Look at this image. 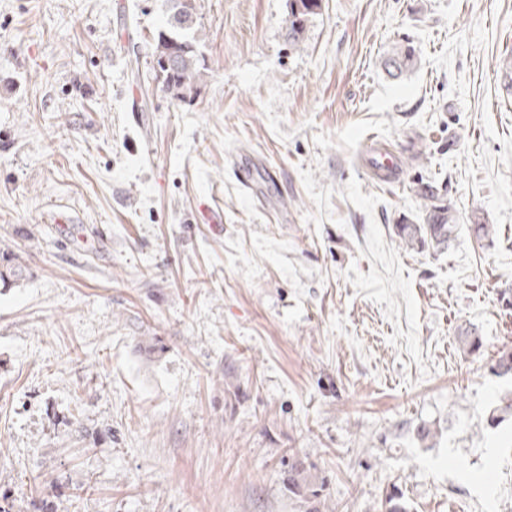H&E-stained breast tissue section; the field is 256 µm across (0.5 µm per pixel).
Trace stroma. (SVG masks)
<instances>
[{
	"label": "stroma",
	"instance_id": "stroma-1",
	"mask_svg": "<svg viewBox=\"0 0 512 512\" xmlns=\"http://www.w3.org/2000/svg\"><path fill=\"white\" fill-rule=\"evenodd\" d=\"M0 0V499L13 512H512V0ZM418 64L388 75L394 44ZM399 179L364 167L370 142ZM257 164L261 196L232 164ZM455 229L407 250L412 189ZM490 225L483 238L476 225ZM481 336L463 352L462 329ZM432 431L421 439V427ZM166 30L155 40L157 66L163 85L176 95L191 91L195 82L205 76V65L197 52L195 37L196 0H167ZM322 0H289L288 18L285 20L288 42L300 47L311 19L321 10ZM27 276L26 268L19 262L12 250H0V286L12 288ZM284 484L289 495L295 499L309 503L311 496L317 498V490L314 489L315 476L310 467L298 452L289 455L288 471L285 473Z\"/></svg>",
	"mask_w": 512,
	"mask_h": 512
}]
</instances>
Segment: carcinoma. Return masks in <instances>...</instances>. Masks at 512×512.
I'll return each mask as SVG.
<instances>
[{"instance_id": "carcinoma-1", "label": "carcinoma", "mask_w": 512, "mask_h": 512, "mask_svg": "<svg viewBox=\"0 0 512 512\" xmlns=\"http://www.w3.org/2000/svg\"><path fill=\"white\" fill-rule=\"evenodd\" d=\"M167 27L158 33L155 40L157 66L163 76L166 89L182 94L193 89L195 82L205 76V65L197 52L195 37L196 0H167ZM322 0H288V18L285 20L288 42L294 47L301 46L303 35L311 19L321 10ZM416 63L414 47L409 43L395 46L385 66L388 73L400 77L409 72ZM448 207L444 204L431 205L425 224H401L397 234L403 246L413 249L429 242L440 248L448 245L453 225ZM27 276L26 268L11 250H0V286L12 288ZM460 347L469 354H476L482 348V338L472 331H463L457 337ZM494 372L499 376H512V349L504 348L493 363ZM284 484L289 495L308 503L317 496L314 489L315 476L306 461L297 452L289 455L288 471ZM382 512H409L403 496L398 491L390 492L381 503Z\"/></svg>"}]
</instances>
